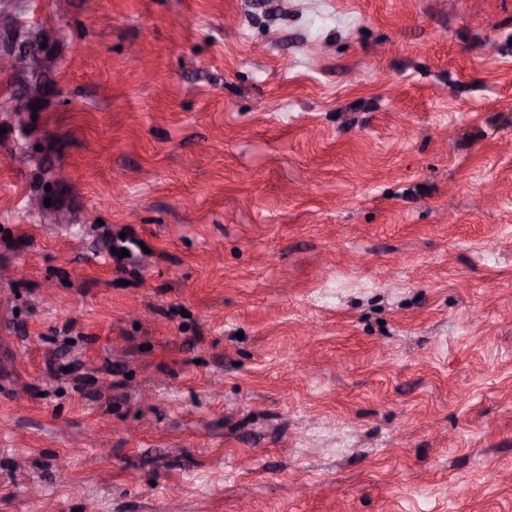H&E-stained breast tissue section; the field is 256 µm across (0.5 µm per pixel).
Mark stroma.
Returning a JSON list of instances; mask_svg holds the SVG:
<instances>
[{
    "label": "stroma",
    "mask_w": 512,
    "mask_h": 512,
    "mask_svg": "<svg viewBox=\"0 0 512 512\" xmlns=\"http://www.w3.org/2000/svg\"><path fill=\"white\" fill-rule=\"evenodd\" d=\"M19 28L0 512H512V0H0ZM33 57L38 59H33ZM41 54L37 51L29 32L17 31L11 43L5 45L0 52V63L17 66L41 65Z\"/></svg>",
    "instance_id": "35a3bbf8"
}]
</instances>
